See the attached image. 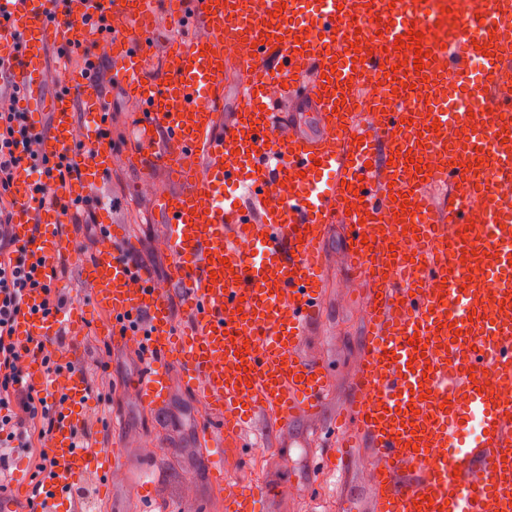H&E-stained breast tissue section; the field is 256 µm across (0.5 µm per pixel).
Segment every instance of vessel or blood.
<instances>
[{
  "label": "vessel or blood",
  "instance_id": "obj_1",
  "mask_svg": "<svg viewBox=\"0 0 512 512\" xmlns=\"http://www.w3.org/2000/svg\"><path fill=\"white\" fill-rule=\"evenodd\" d=\"M189 2L200 31L166 50L158 82L145 75L155 32L184 21L182 11L161 13L160 0H63L57 9L51 0H0V50L13 34L24 41L10 69L25 92L19 105L51 115L42 153L66 159L79 187L111 167L95 78L72 74L71 91L42 100L47 45L106 43L111 78L139 109L127 160L181 184L156 196L173 258L165 283L125 253L120 224L107 225L84 265L97 303L112 313L113 343L142 356L141 401L162 406L178 369L217 416L218 430L203 437L218 475L225 439L254 416L285 426L319 415L326 373L300 348L322 297L323 242L341 223L368 329L342 445L368 451L373 512H512V395L504 393L512 388V200L497 198L492 184L512 175V92L492 83L512 56L483 31L448 37L447 0ZM433 8L439 29L422 38L418 70L404 43ZM229 64L243 80L241 100L220 129ZM456 89L477 113L449 108ZM367 96L376 111H359ZM286 100L316 112L317 136L284 119ZM453 126L467 127L468 140H449ZM77 139L83 152L72 150ZM434 156L441 162L431 175L418 173L416 160ZM13 182L14 235L40 279L57 284L67 245L54 227L67 217L32 191L25 168ZM432 182L452 194L432 200ZM241 186L245 204L233 194ZM171 294L184 300L180 327ZM42 300L27 294L31 312L14 334L31 348L29 383L66 397L46 449L44 494L55 505L87 474L110 481L119 461L77 442L90 403L83 373L45 379L44 348L65 321L39 313ZM261 499L260 490L224 483L225 512H259Z\"/></svg>",
  "mask_w": 512,
  "mask_h": 512
}]
</instances>
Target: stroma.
<instances>
[{
  "label": "stroma",
  "mask_w": 512,
  "mask_h": 512,
  "mask_svg": "<svg viewBox=\"0 0 512 512\" xmlns=\"http://www.w3.org/2000/svg\"><path fill=\"white\" fill-rule=\"evenodd\" d=\"M99 63L108 124L119 148L111 170L89 192L102 200L101 222L125 225L134 254L161 282L172 266L162 246L165 226L151 194L140 187L142 170L125 161L136 105L110 79L108 59L100 58ZM346 236L344 225H330L323 243L327 269L320 308L301 347L304 357L326 370L321 416L302 417L285 428L254 418L246 426L244 446L224 451L225 476L268 488L264 512H371L367 457L357 455L340 470L320 456L321 448L336 439L366 336L362 302L348 291ZM58 285L83 306L76 364L98 381L107 398L102 407L107 423L95 426L96 444L114 450L124 470L109 485L94 474L82 477L97 512H224L223 489L210 477L201 444V403L185 388L179 372L171 374L167 403L146 409L133 390L140 360L136 352L113 346L107 337L112 317L95 303L77 261L67 260Z\"/></svg>",
  "instance_id": "35a3bbf8"
}]
</instances>
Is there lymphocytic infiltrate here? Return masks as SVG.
<instances>
[{
  "instance_id": "obj_1",
  "label": "lymphocytic infiltrate",
  "mask_w": 512,
  "mask_h": 512,
  "mask_svg": "<svg viewBox=\"0 0 512 512\" xmlns=\"http://www.w3.org/2000/svg\"><path fill=\"white\" fill-rule=\"evenodd\" d=\"M21 95L20 87L14 84L7 97H0V493L11 489V454L24 453L33 478L27 491V507L29 512H37L42 477L49 466L45 448L63 402L28 384V348L15 338L14 322L25 314L24 298L31 291L42 292L41 310L47 315L63 312L72 297L61 288L42 284L35 265L28 263L16 243L12 227L18 204L14 170L28 166L35 191L43 193L47 203L59 207L74 223L84 225L86 239L72 242L77 255H86L89 239H101L105 229L97 221L99 199L86 196L70 200L59 194V187L73 179L74 169L70 164L53 163L41 156V137L32 133L28 114L17 107Z\"/></svg>"
}]
</instances>
